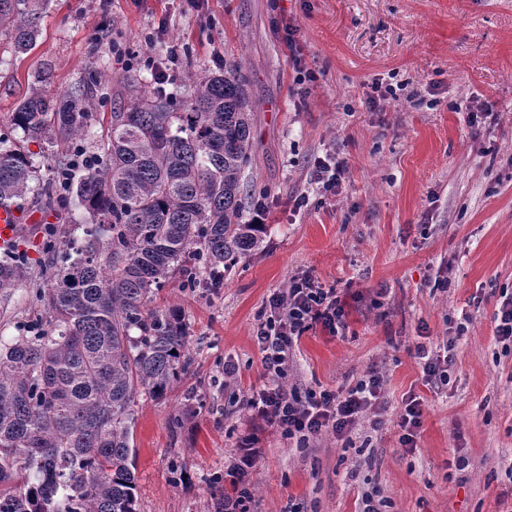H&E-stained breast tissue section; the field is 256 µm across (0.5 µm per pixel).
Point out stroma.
Masks as SVG:
<instances>
[{
	"instance_id": "stroma-1",
	"label": "stroma",
	"mask_w": 512,
	"mask_h": 512,
	"mask_svg": "<svg viewBox=\"0 0 512 512\" xmlns=\"http://www.w3.org/2000/svg\"><path fill=\"white\" fill-rule=\"evenodd\" d=\"M288 24L316 76L304 90ZM227 60L242 62L254 102L245 215L261 203L268 219L261 248L218 287L173 277L155 294L181 313L191 364L165 398H135L141 512H218L247 435L265 450L252 512H358L373 488L383 512H512V349L494 336L512 296V0H51L29 55L0 33V137L21 143L10 114L43 64L60 93L92 70L151 92L163 69L166 91L185 95ZM379 86L396 95L367 111ZM486 109L494 119L472 122ZM319 158L347 165L336 195L314 179ZM303 276L336 290L347 329L305 332L279 379L257 316ZM43 313L16 288L0 301V339ZM449 340L447 382L426 381L416 346ZM372 370L380 402L351 433L305 448L241 404L278 384L338 392ZM412 397L423 416L409 451L399 420Z\"/></svg>"
}]
</instances>
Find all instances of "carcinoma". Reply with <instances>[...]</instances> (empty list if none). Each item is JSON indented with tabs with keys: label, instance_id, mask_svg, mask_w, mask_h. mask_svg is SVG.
Wrapping results in <instances>:
<instances>
[{
	"label": "carcinoma",
	"instance_id": "1",
	"mask_svg": "<svg viewBox=\"0 0 512 512\" xmlns=\"http://www.w3.org/2000/svg\"><path fill=\"white\" fill-rule=\"evenodd\" d=\"M51 0H0V32L15 55L35 47ZM42 67L11 124L47 145L50 177L0 140V205L51 211L75 199L89 215L79 247L44 226V318L0 342V512H140L133 468L135 397L161 399L189 366L182 316L150 308L178 274L236 264L260 243L244 221L242 173L252 160L253 102L239 61L194 82L186 97L138 82L115 91L95 73L88 90L51 92ZM115 102L108 133L85 175L76 155L96 122L89 90ZM25 252L0 257V294L28 277Z\"/></svg>",
	"mask_w": 512,
	"mask_h": 512
}]
</instances>
